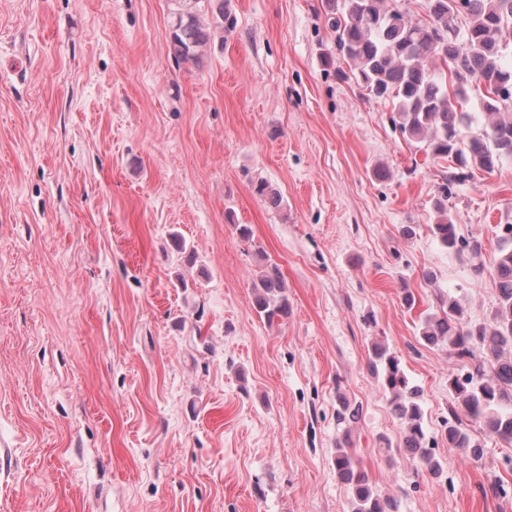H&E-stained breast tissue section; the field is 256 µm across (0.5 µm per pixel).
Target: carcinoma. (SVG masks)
<instances>
[{"mask_svg":"<svg viewBox=\"0 0 512 512\" xmlns=\"http://www.w3.org/2000/svg\"><path fill=\"white\" fill-rule=\"evenodd\" d=\"M171 50L177 59H198L209 34L200 24V0H176ZM428 19L412 21L388 0H328L326 21L335 33L334 50L349 71L336 70L339 79H354L366 96L392 103L406 138L435 160H449L453 169L442 175L434 197L436 214L431 231L448 251H468L478 260L476 275L489 274L498 305L489 322L465 319L459 302L440 299V311L424 317L419 340L444 346L461 368L448 376L451 419L445 429L448 447L477 459L482 448L468 423H477L512 445V224L499 227L498 250L489 264L479 261L482 241L458 239L448 213L454 184L480 170L491 174L512 159V67L500 64L512 32V0H427ZM466 18L459 29L458 18ZM485 85L478 111L488 122L476 125L469 106L472 82ZM254 192L276 210L280 193L259 181ZM252 305L259 317L272 323L288 318V296L279 264L266 258L253 284ZM370 370L390 395L389 405L403 421V450L429 474L440 470L424 425L420 389L408 379L400 356L379 344L372 346ZM360 408L339 397L336 421L359 417ZM333 465L337 478L351 494V512H390L391 502L370 485L351 448L350 432L336 438Z\"/></svg>","mask_w":512,"mask_h":512,"instance_id":"cac0c4a2","label":"carcinoma"}]
</instances>
